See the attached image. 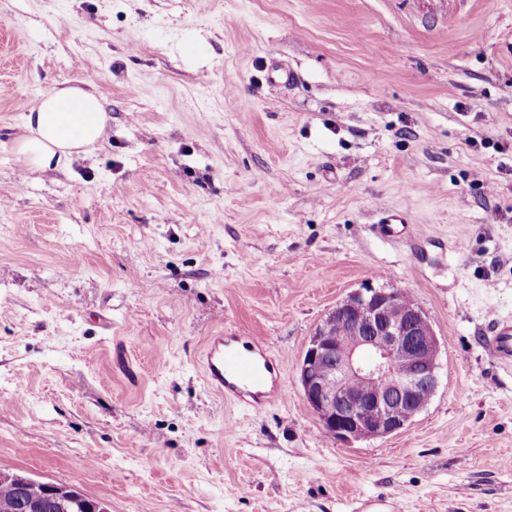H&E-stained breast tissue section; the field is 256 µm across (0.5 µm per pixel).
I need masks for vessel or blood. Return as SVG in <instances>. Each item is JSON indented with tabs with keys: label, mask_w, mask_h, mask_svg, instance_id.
<instances>
[{
	"label": "vessel or blood",
	"mask_w": 512,
	"mask_h": 512,
	"mask_svg": "<svg viewBox=\"0 0 512 512\" xmlns=\"http://www.w3.org/2000/svg\"><path fill=\"white\" fill-rule=\"evenodd\" d=\"M372 229L383 240L403 237L406 216L383 209ZM488 339L491 352L502 365H512V320L497 318ZM201 365L208 388L236 406L259 414L274 402L285 400L280 365L265 344L253 336L209 337Z\"/></svg>",
	"instance_id": "obj_1"
}]
</instances>
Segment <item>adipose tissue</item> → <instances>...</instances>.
Wrapping results in <instances>:
<instances>
[{
	"mask_svg": "<svg viewBox=\"0 0 512 512\" xmlns=\"http://www.w3.org/2000/svg\"><path fill=\"white\" fill-rule=\"evenodd\" d=\"M109 116L92 85H62L22 116L16 152L30 171L65 166L102 136Z\"/></svg>",
	"mask_w": 512,
	"mask_h": 512,
	"instance_id": "obj_1",
	"label": "adipose tissue"
}]
</instances>
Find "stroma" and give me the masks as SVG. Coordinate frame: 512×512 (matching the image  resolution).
I'll list each match as a JSON object with an SVG mask.
<instances>
[{
  "label": "stroma",
  "mask_w": 512,
  "mask_h": 512,
  "mask_svg": "<svg viewBox=\"0 0 512 512\" xmlns=\"http://www.w3.org/2000/svg\"><path fill=\"white\" fill-rule=\"evenodd\" d=\"M88 79L102 138L29 171L23 114ZM1 84L0 472L109 512H512V368L483 345L512 318V0H0ZM382 208L411 239L372 234ZM368 285L429 316L440 383L345 444L297 367ZM220 332L282 358L285 402L207 389Z\"/></svg>",
  "instance_id": "1"
}]
</instances>
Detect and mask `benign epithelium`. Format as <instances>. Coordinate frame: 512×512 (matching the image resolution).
<instances>
[{
    "label": "benign epithelium",
    "instance_id": "obj_1",
    "mask_svg": "<svg viewBox=\"0 0 512 512\" xmlns=\"http://www.w3.org/2000/svg\"><path fill=\"white\" fill-rule=\"evenodd\" d=\"M401 289L368 286L316 327L298 366L303 397L334 439L386 438L406 428L439 384V341Z\"/></svg>",
    "mask_w": 512,
    "mask_h": 512
}]
</instances>
